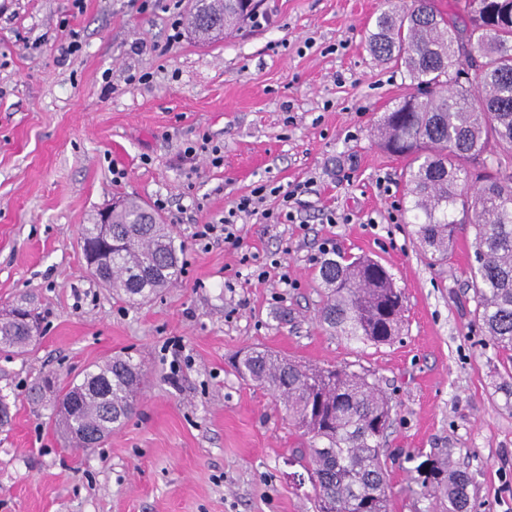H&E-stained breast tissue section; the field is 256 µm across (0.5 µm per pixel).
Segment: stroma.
Masks as SVG:
<instances>
[{"label":"stroma","mask_w":512,"mask_h":512,"mask_svg":"<svg viewBox=\"0 0 512 512\" xmlns=\"http://www.w3.org/2000/svg\"><path fill=\"white\" fill-rule=\"evenodd\" d=\"M262 2L263 25L173 43L169 9L191 0L145 14L129 0H0V315L23 303L41 318L25 352L0 353V512H315L289 462L305 437L235 369L253 347L347 366L386 393L388 512H441L414 482L438 455L467 471L476 512H512V351L474 317V231L432 260L405 210V162L375 134L411 91L366 48L382 0ZM204 138L222 164L185 157ZM261 183L304 184L296 222L257 214L239 220V245L195 239ZM124 197L164 202L183 264L135 305L89 275L80 244ZM326 247L379 261L404 290L393 341L320 326ZM124 354L147 372L134 413L95 447H65L55 390L34 403L30 388Z\"/></svg>","instance_id":"stroma-1"}]
</instances>
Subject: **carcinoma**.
I'll return each instance as SVG.
<instances>
[{
  "mask_svg": "<svg viewBox=\"0 0 512 512\" xmlns=\"http://www.w3.org/2000/svg\"><path fill=\"white\" fill-rule=\"evenodd\" d=\"M456 0L446 12L433 0H410L380 12L367 45L374 59L404 71L417 93L384 113L378 135L408 161L405 190L417 238L448 255L458 226L475 231V317L496 343L512 350V176L488 161L512 157V0ZM255 13L243 0H197L186 26L216 40ZM102 227L81 228L83 250L96 247ZM112 255L97 280L131 303L149 299L181 277L172 229L146 204L128 199L110 216ZM325 330L363 344H384L398 331L404 296L379 262L328 257L318 269ZM31 322L0 320V352H21L34 340ZM237 372L266 388L299 430L322 445L296 450L307 471L316 512H387L388 474L382 441L391 406L364 375L334 365L307 367L251 348ZM145 373L117 355L62 388L59 425L77 448L105 438L135 409ZM421 487L448 502V512H472L467 472L436 461Z\"/></svg>",
  "mask_w": 512,
  "mask_h": 512,
  "instance_id": "carcinoma-1",
  "label": "carcinoma"
}]
</instances>
